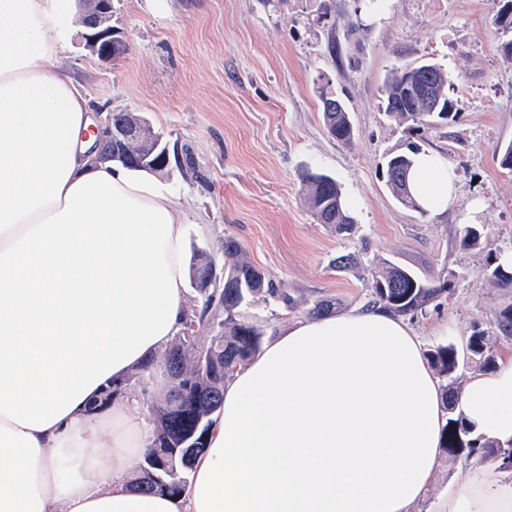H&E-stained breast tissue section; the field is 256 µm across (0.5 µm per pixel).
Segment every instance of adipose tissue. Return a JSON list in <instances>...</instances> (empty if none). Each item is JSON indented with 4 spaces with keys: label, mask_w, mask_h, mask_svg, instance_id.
<instances>
[{
    "label": "adipose tissue",
    "mask_w": 512,
    "mask_h": 512,
    "mask_svg": "<svg viewBox=\"0 0 512 512\" xmlns=\"http://www.w3.org/2000/svg\"><path fill=\"white\" fill-rule=\"evenodd\" d=\"M76 0H0V512H419L442 454V387L386 308L278 327L224 382L182 495L142 493L126 382L182 328L188 224L169 185L99 160L63 65ZM412 191L455 206L454 168L419 156ZM471 436L512 443V359L471 375ZM443 512H512V471L478 465Z\"/></svg>",
    "instance_id": "ef3b65f1"
}]
</instances>
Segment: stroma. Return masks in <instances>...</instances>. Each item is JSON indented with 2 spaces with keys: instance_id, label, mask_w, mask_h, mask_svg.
Returning a JSON list of instances; mask_svg holds the SVG:
<instances>
[{
  "instance_id": "obj_1",
  "label": "stroma",
  "mask_w": 512,
  "mask_h": 512,
  "mask_svg": "<svg viewBox=\"0 0 512 512\" xmlns=\"http://www.w3.org/2000/svg\"><path fill=\"white\" fill-rule=\"evenodd\" d=\"M497 8L498 0H387L368 20L359 0H112L129 52L106 63L75 35L64 64L94 116L142 115L168 145L175 161L161 177L181 198L187 254L206 250L220 268L225 239H235L291 297L242 307L262 333L307 317L319 299L342 312L365 307L372 271L389 261L432 286L451 281L410 324L427 347L461 348L512 304V288L486 270L489 250L512 244V171L496 153L512 141V64L491 23ZM428 59L447 70L458 118L418 136L381 112L380 91L392 66ZM325 88L349 106L350 142L324 125ZM412 141L455 168L452 211L406 209L386 186L385 158ZM307 171L341 184L353 235L315 221L302 194ZM471 223L485 238L467 250L461 236ZM346 253L359 267L336 270ZM167 385L158 369H137L123 395L147 412Z\"/></svg>"
}]
</instances>
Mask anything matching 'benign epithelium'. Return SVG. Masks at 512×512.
I'll list each match as a JSON object with an SVG mask.
<instances>
[{"mask_svg":"<svg viewBox=\"0 0 512 512\" xmlns=\"http://www.w3.org/2000/svg\"><path fill=\"white\" fill-rule=\"evenodd\" d=\"M78 24L84 29L81 36L85 47L98 59L110 62L115 56H123L128 51L129 42L123 33L112 26V0H78ZM93 131L98 135L96 147L101 154L113 157L123 151L133 141H146L151 144L148 155L142 157L141 164L158 169L169 165V149L162 145L150 122L137 116L129 123H112L107 117L104 126H96ZM196 266H203L202 274L193 277V284L200 293H206L220 285V279L214 273V264L209 254L199 251L195 257Z\"/></svg>","mask_w":512,"mask_h":512,"instance_id":"obj_1","label":"benign epithelium"}]
</instances>
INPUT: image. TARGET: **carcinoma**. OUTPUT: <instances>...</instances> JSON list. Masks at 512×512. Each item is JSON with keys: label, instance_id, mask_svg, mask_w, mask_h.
<instances>
[{"label": "carcinoma", "instance_id": "carcinoma-1", "mask_svg": "<svg viewBox=\"0 0 512 512\" xmlns=\"http://www.w3.org/2000/svg\"><path fill=\"white\" fill-rule=\"evenodd\" d=\"M502 5L493 18V25L504 35H512V15L508 20L503 16L508 12L512 0H500ZM422 66L408 69L395 65L381 89V108L385 115L396 122H412L417 127L430 128L442 122L456 121L458 113L455 101L449 95L450 78L448 72L437 62L425 61ZM425 79L436 85L440 97V108L435 112H426L418 100L409 99L400 92V87L408 81ZM321 110L325 125L336 129V139L347 143L351 141L353 129L348 125L349 111L330 112L327 104L336 101L332 91L322 90L320 94ZM392 153L385 162L386 183L397 201L407 209L423 212L414 196L401 194L398 186L408 181L413 167L412 155ZM308 206L322 224H327L338 233L351 235L356 229V219L350 202L342 192L340 184L332 177L323 174L306 173L302 177ZM463 248L477 249L481 245V233L475 226H466L461 238ZM512 254V246L488 253L486 270L490 277L504 287H512V263L504 258ZM224 255L230 259L226 274L233 279L225 280L224 287L213 288L203 298L201 309L187 310L183 327L176 337L172 348L179 351L173 370L168 378V392L163 400L151 409L153 435L150 449L145 459L155 457L169 463L168 448L178 444L187 433L193 420L207 415L221 406L224 380L233 369L248 361L259 349L260 335L240 320V308L248 304L249 299L262 296L274 298L287 304L291 297L281 293L265 282L261 272L249 260L240 244L233 238L224 240ZM447 286L435 288L420 281L413 273L398 266L387 264L373 274L372 304H381L391 311L405 316L426 311L443 293ZM224 310V321L216 319V312ZM498 334L512 337V306L501 309L494 320ZM205 332L207 336L200 337ZM469 356L465 357L452 344H439L428 351V357L435 373L446 381L445 409L448 410V422L445 427L443 448L450 456H465L477 462L488 459L499 468L512 470V445L481 438L468 437V428L461 415L457 414V403L461 393L457 373L474 364L482 372L497 367V355L493 349V336L486 330L477 329L468 338ZM170 467L179 469L176 482L168 487L158 488L143 468L133 477V486L145 492L163 491L171 495L181 494L187 485L182 472L190 470L193 462L183 463L177 458Z\"/></svg>", "mask_w": 512, "mask_h": 512}]
</instances>
